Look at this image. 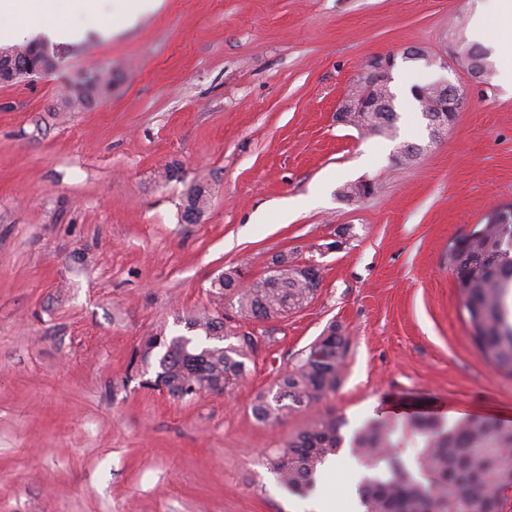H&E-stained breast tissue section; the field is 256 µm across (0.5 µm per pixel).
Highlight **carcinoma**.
Instances as JSON below:
<instances>
[{"label":"carcinoma","instance_id":"cac0c4a2","mask_svg":"<svg viewBox=\"0 0 512 512\" xmlns=\"http://www.w3.org/2000/svg\"><path fill=\"white\" fill-rule=\"evenodd\" d=\"M8 63L15 70L45 56L50 47L31 42L11 47ZM461 65L468 67L488 51L479 43L461 42ZM112 72L87 73L69 86L67 107L87 108L112 90ZM363 131L391 137L395 112H360ZM211 190L192 186L184 203L183 218L201 215ZM501 210L492 211L477 237H460L448 245V269L466 310L471 338L481 357L495 369L512 376V210L509 223H500ZM272 259L278 268L243 288V271L230 267L211 282L213 305H230L244 317L269 320L286 317L308 305L317 294L299 275L293 258ZM187 333L151 336L140 359L156 357L154 375L174 390L177 399H193L203 389L221 385L231 391L249 373L246 361L255 345L237 337L223 347L211 344L216 336L231 338L232 327L205 310L186 319ZM348 351V342L330 325L304 351L293 368L282 373L276 388L257 395L252 406L256 421L280 422L288 414L309 410L336 391ZM344 417L333 412L313 415L307 426L267 456V467L283 487L301 494L329 457L343 447ZM421 440L413 461L402 452L406 436ZM352 455L364 473L358 495L364 512H501L503 495L512 488V426L489 419L468 418L446 424L436 417L416 415L405 422L371 420L350 441Z\"/></svg>","mask_w":512,"mask_h":512}]
</instances>
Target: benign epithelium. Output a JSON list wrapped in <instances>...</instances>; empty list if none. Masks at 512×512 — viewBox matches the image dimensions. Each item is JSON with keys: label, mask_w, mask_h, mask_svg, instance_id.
Segmentation results:
<instances>
[{"label": "benign epithelium", "mask_w": 512, "mask_h": 512, "mask_svg": "<svg viewBox=\"0 0 512 512\" xmlns=\"http://www.w3.org/2000/svg\"><path fill=\"white\" fill-rule=\"evenodd\" d=\"M402 59L421 61L427 67L447 69L448 58L436 55L420 48L406 49ZM396 65V56L388 55L375 58L361 68L353 85L336 108V121L350 124L352 116L357 112H392L394 111V95L389 91L392 82V71ZM431 90L437 95L431 104H426L427 91L417 90L415 95L425 102L430 140H435L448 130L451 122L448 113H457L467 103V93L461 86L440 80L432 84Z\"/></svg>", "instance_id": "1"}]
</instances>
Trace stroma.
I'll use <instances>...</instances> for the list:
<instances>
[{
	"label": "stroma",
	"mask_w": 512,
	"mask_h": 512,
	"mask_svg": "<svg viewBox=\"0 0 512 512\" xmlns=\"http://www.w3.org/2000/svg\"><path fill=\"white\" fill-rule=\"evenodd\" d=\"M80 4L64 18L91 35L60 45L53 71L0 83V512H309L266 467L308 412L261 424L252 405L332 324L349 347L319 408L350 428L512 424V378L480 357L446 260L512 206V91L401 65L396 139L336 121L361 65L452 50L477 0H165L130 27ZM107 70L110 93L64 106L77 74ZM440 78L468 104L433 143L409 88ZM400 141L426 150L396 164ZM363 178L375 195L339 196ZM199 183L212 195L189 224ZM281 253L317 261L321 286L287 317H234L256 341L243 385L191 400L145 386L130 364L145 339L184 333L222 271L255 280ZM356 471L349 449L330 458L322 512H351ZM211 197V190L204 184H196L192 186L186 196L184 203L183 218L188 222L189 213L196 214L199 217L207 208L209 199Z\"/></svg>",
	"instance_id": "1"
}]
</instances>
